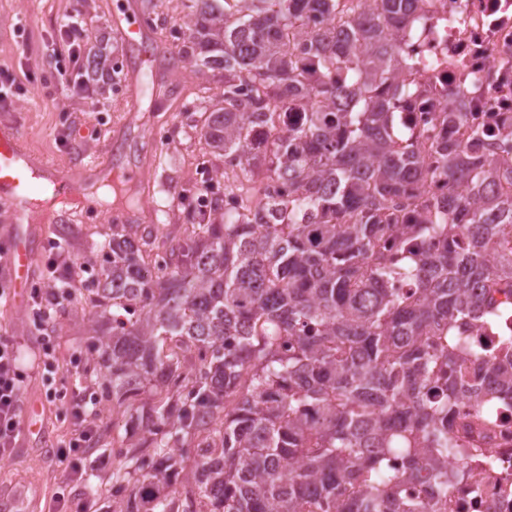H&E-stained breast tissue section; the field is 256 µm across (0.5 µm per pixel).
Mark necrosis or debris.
Instances as JSON below:
<instances>
[{
    "label": "necrosis or debris",
    "instance_id": "1",
    "mask_svg": "<svg viewBox=\"0 0 512 512\" xmlns=\"http://www.w3.org/2000/svg\"><path fill=\"white\" fill-rule=\"evenodd\" d=\"M407 65L400 84L413 89L402 108L404 124L426 133L418 145L433 163L439 144H454L508 118L512 120V0H419L406 37L385 31ZM444 112H462L461 125H441ZM448 193L429 178L408 197L391 202L398 223L412 221L423 205ZM503 425L468 461L467 483L449 488L442 512H512V411L501 408Z\"/></svg>",
    "mask_w": 512,
    "mask_h": 512
}]
</instances>
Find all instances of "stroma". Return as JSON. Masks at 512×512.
Listing matches in <instances>:
<instances>
[{"label":"stroma","mask_w":512,"mask_h":512,"mask_svg":"<svg viewBox=\"0 0 512 512\" xmlns=\"http://www.w3.org/2000/svg\"><path fill=\"white\" fill-rule=\"evenodd\" d=\"M181 0H137V11L148 16L147 31L161 51L177 52L183 39ZM127 0H0V71L9 74L15 94L7 108H0V122L16 123L27 137L31 156L49 159L57 172L79 176L84 165L98 163V177L82 182L84 201L69 213L42 218L43 242L65 243L72 258L103 272L107 266L101 249L110 225L127 224L132 214L158 209L160 235L178 240L192 231L180 197L185 190L203 191V170H220L221 157L210 155L200 134L202 112L211 110L224 94L219 73L185 64L169 70L163 60L141 82L131 72L137 58L114 34V21L123 16ZM79 15L98 29L100 50L97 63L112 69V79L97 83L90 99L73 95L49 99L41 87L52 71V48L60 39L59 22ZM24 32H17V24ZM95 113H88L89 103ZM126 169L147 171L149 185L121 181ZM120 182L121 194L113 203L98 199L100 189ZM95 288L82 284L78 298L62 309L49 328L36 323L29 307L0 300V335L12 336L21 350L26 376L23 403L37 402L43 409L41 437L19 435L13 453L0 461V494H20L28 512H55L59 501H67L70 512H117L122 498L112 473L124 470V449L138 445L125 422L126 414L100 401L93 418L96 437L110 444L113 454L107 468L87 482L72 479L59 452L67 447L77 423L67 396L85 390L100 391L102 377L86 351L91 340L93 309L85 305ZM54 340L59 372L45 382L40 359V336ZM56 398H49V391Z\"/></svg>","instance_id":"1"}]
</instances>
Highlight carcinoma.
<instances>
[{
	"label": "carcinoma",
	"instance_id": "carcinoma-1",
	"mask_svg": "<svg viewBox=\"0 0 512 512\" xmlns=\"http://www.w3.org/2000/svg\"><path fill=\"white\" fill-rule=\"evenodd\" d=\"M417 2L183 0L187 33L168 65L224 72L201 127L211 154L276 178L288 199L266 184L234 207L213 191L175 245L112 225L88 302L112 313L91 354L140 436L119 512H434L470 477L458 462L482 449L468 435L495 432L512 399V331L470 346L476 372L456 337L474 315L499 326L495 295L512 296V161L484 149L511 140L512 124L422 167L395 96L379 91L396 75L393 47L355 54ZM326 14L340 16L330 38ZM343 94L349 110L336 108ZM286 109L298 123L256 141ZM429 176L448 198L394 223L390 200ZM432 238L439 248L424 247ZM147 247L163 256L145 260ZM464 399L476 410L460 430Z\"/></svg>",
	"mask_w": 512,
	"mask_h": 512
}]
</instances>
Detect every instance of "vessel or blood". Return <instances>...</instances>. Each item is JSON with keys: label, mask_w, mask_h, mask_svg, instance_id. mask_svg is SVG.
<instances>
[{"label": "vessel or blood", "mask_w": 512, "mask_h": 512, "mask_svg": "<svg viewBox=\"0 0 512 512\" xmlns=\"http://www.w3.org/2000/svg\"><path fill=\"white\" fill-rule=\"evenodd\" d=\"M116 35L140 53L141 63L151 60L150 46L145 40L147 23L135 13H128L114 25ZM46 163H34L25 151V137L13 124H0V198L15 206L13 225L0 230L7 248L0 252V263L6 265L12 282L14 303H21L36 271L40 232L32 219L38 209L67 205L80 195L81 189L68 176L53 180L51 196L43 194Z\"/></svg>", "instance_id": "vessel-or-blood-1"}]
</instances>
